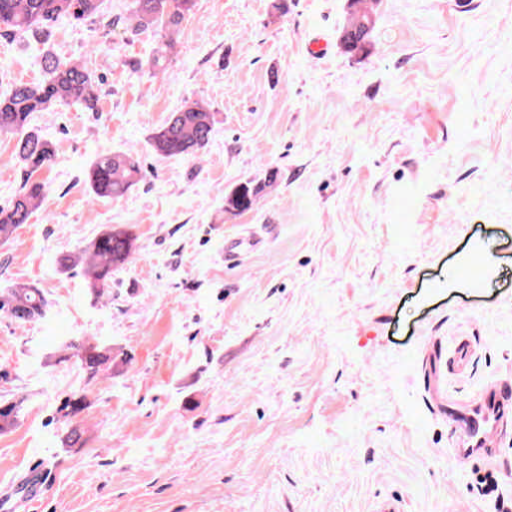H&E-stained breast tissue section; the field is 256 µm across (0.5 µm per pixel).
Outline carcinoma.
<instances>
[{"mask_svg": "<svg viewBox=\"0 0 512 512\" xmlns=\"http://www.w3.org/2000/svg\"><path fill=\"white\" fill-rule=\"evenodd\" d=\"M365 0H351V11L343 27L341 42L349 52L358 51L373 25ZM103 0H0V37L29 40L45 45L53 34V23L68 17L80 22L95 23L103 17ZM195 0H131L129 5L134 33L151 30L157 39L154 51L135 63V68L151 78L167 73L174 47L172 34L192 12ZM101 80L77 61H61L49 55L42 78L36 82H16L0 95V132L16 136L15 154L26 172V178L14 198L0 206V244L7 243L16 229L28 222L49 194L48 185L36 174L49 167L55 156L54 144L32 125L34 115L58 105H74L85 112L99 111ZM214 115L199 101H187L171 113L164 124L153 132L154 151L164 157L184 158L201 151L209 142ZM143 166L129 153L103 152L93 160L88 180L91 192L98 198H120L138 184ZM276 179L268 174L264 181L246 180L224 194V212L233 216L252 210L266 187ZM135 248V237L120 227H111L96 236L81 257L83 275L90 288L102 297L112 288V275L129 261ZM49 302L42 289L20 284L0 290V313L17 321L28 322L46 315ZM60 361L78 359L88 380L110 372L119 363L112 348L73 338L60 346ZM86 397L73 393L60 408L69 429L63 438L73 447L81 442L80 427L73 424L85 409ZM19 403L0 400V433L15 427Z\"/></svg>", "mask_w": 512, "mask_h": 512, "instance_id": "1", "label": "carcinoma"}]
</instances>
